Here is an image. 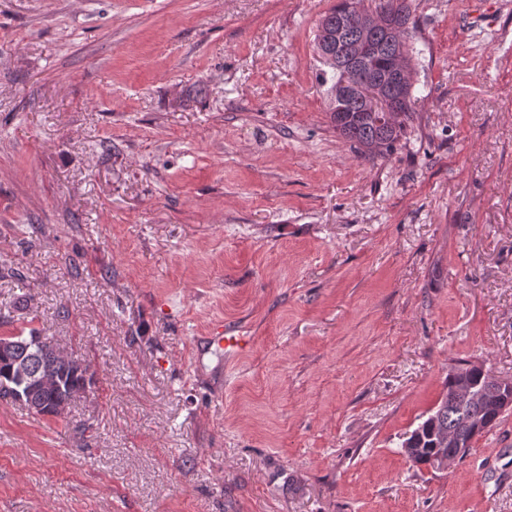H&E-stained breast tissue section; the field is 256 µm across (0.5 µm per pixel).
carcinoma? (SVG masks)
<instances>
[{"label": "carcinoma", "mask_w": 512, "mask_h": 512, "mask_svg": "<svg viewBox=\"0 0 512 512\" xmlns=\"http://www.w3.org/2000/svg\"><path fill=\"white\" fill-rule=\"evenodd\" d=\"M348 2L349 0H340L339 4L319 21L318 28L331 31L336 29V15L346 10ZM381 10L402 28L403 39L393 41L387 38L378 27L361 31L355 26L345 25V30L340 35V51L350 65L343 69H331L332 84H337L345 75L358 83H379L383 81L386 63L392 57H400L406 66H412L413 39L417 25L412 17L411 0H382ZM416 101L415 96H410L409 104L403 109V119L395 124L384 122L381 117L363 111V101L358 97H352L343 102L346 112L342 114L332 112L330 119L336 132L356 145L362 155L372 160H382L390 154L395 143L402 136L406 123L413 118ZM14 341L17 352L21 354L25 353L30 345L37 344L40 353L39 363L47 368L59 369L53 359V348L48 339L45 338L37 343L35 333L31 332L27 337H15ZM453 376L454 373H448L445 391L437 406L401 444L403 453L416 464H427L433 468L435 458L452 453L453 449L443 443V438L450 433L456 434L465 444L472 443V436L465 423L466 411L453 397ZM82 385L81 377L70 374L63 388L48 389L43 392L42 404L53 406L64 401L69 402ZM480 388L484 391V402L481 405L480 414L498 419L501 412L494 407L496 386L483 379L480 382Z\"/></svg>", "instance_id": "obj_1"}]
</instances>
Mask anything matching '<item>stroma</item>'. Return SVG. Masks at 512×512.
Returning a JSON list of instances; mask_svg holds the SVG:
<instances>
[{"instance_id":"stroma-1","label":"stroma","mask_w":512,"mask_h":512,"mask_svg":"<svg viewBox=\"0 0 512 512\" xmlns=\"http://www.w3.org/2000/svg\"><path fill=\"white\" fill-rule=\"evenodd\" d=\"M338 2L0 0V336L93 378L0 398V512H512V409L401 449L460 363L512 381V0H413L374 161L317 79ZM11 337L12 336H0V358H10L9 377L15 386L12 392V398L24 403L29 409L35 412L52 416H62L68 407L66 402L86 393L88 388L87 379L89 376L87 366L82 360L69 355L63 348L54 344L56 354L63 360L65 367L75 370L77 374L82 373L86 378V388L85 391L81 390L77 392L83 385V379L80 376L70 374L62 389H48L43 392L47 386H56L60 382L57 374L50 373L47 370L45 371L41 366L43 363L44 367L52 368L54 371L61 369L55 364L53 359L51 341H49L48 338L42 337L43 341H38L36 344L38 352L40 353L38 362L41 364H38L36 354L26 356L27 354L25 353L29 345L34 344L36 340L34 331H30L27 337L14 336L17 352L20 354L25 353L21 356L15 354L14 343ZM42 392L41 404L40 396ZM43 404L46 406L60 405L54 408H45Z\"/></svg>"}]
</instances>
